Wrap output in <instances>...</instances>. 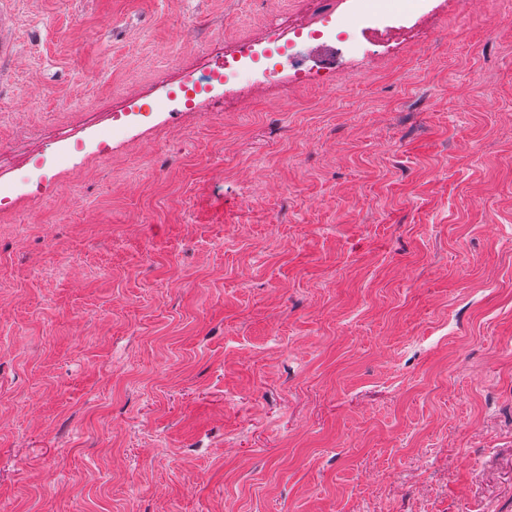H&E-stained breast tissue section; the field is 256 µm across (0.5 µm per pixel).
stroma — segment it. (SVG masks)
<instances>
[{
  "label": "stroma",
  "mask_w": 512,
  "mask_h": 512,
  "mask_svg": "<svg viewBox=\"0 0 512 512\" xmlns=\"http://www.w3.org/2000/svg\"><path fill=\"white\" fill-rule=\"evenodd\" d=\"M322 7L0 0V512H512V0ZM357 8L354 12L359 25H368L378 21L392 10L395 0H353Z\"/></svg>",
  "instance_id": "stroma-1"
}]
</instances>
